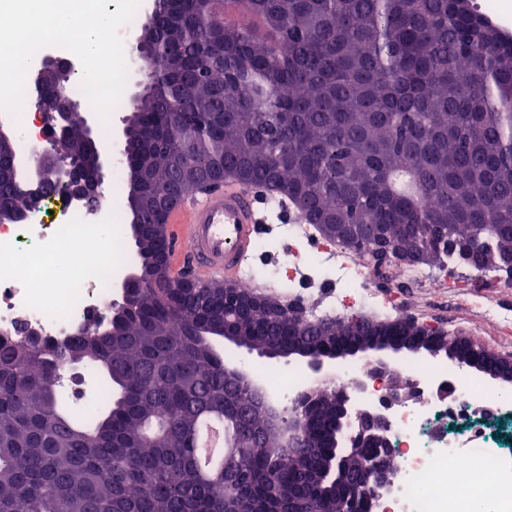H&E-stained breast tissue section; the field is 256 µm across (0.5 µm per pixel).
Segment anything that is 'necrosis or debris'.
Returning a JSON list of instances; mask_svg holds the SVG:
<instances>
[{
  "mask_svg": "<svg viewBox=\"0 0 512 512\" xmlns=\"http://www.w3.org/2000/svg\"><path fill=\"white\" fill-rule=\"evenodd\" d=\"M32 103L28 94L20 115L0 110V126L14 131L22 163L52 146ZM118 193V182L103 187L105 203L99 207L52 193L23 222L0 224V338L16 337L26 326L39 337L65 339L115 301L112 284L131 262L122 225L110 227L108 272L88 270L76 256L75 272L67 276L56 255L63 238L92 234L111 213ZM329 251L340 277L323 310H310L314 319L350 312L349 288L357 289L363 305L379 298L368 263L342 245L310 242L306 260L319 263ZM240 372L255 384L278 423L291 419L306 389L319 383L332 390L364 383L358 407L383 405L385 387L363 360L341 363L325 376L305 365L261 373L244 365ZM400 373L413 392L388 413L400 477L375 512H477L485 504L491 512H512V398L479 375L449 372L442 362L407 361Z\"/></svg>",
  "mask_w": 512,
  "mask_h": 512,
  "instance_id": "4bbe7bcc",
  "label": "necrosis or debris"
}]
</instances>
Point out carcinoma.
I'll return each instance as SVG.
<instances>
[{
  "label": "carcinoma",
  "instance_id": "cac0c4a2",
  "mask_svg": "<svg viewBox=\"0 0 512 512\" xmlns=\"http://www.w3.org/2000/svg\"><path fill=\"white\" fill-rule=\"evenodd\" d=\"M204 0H163L153 82L134 111L156 126L134 158L137 191L167 205L226 177L267 187L314 227L325 213L379 224L430 263L498 270L512 254V38L469 0H242L248 20L192 21ZM435 201L432 206L425 200ZM34 205L17 156L0 157V218ZM144 220L138 262L156 251ZM376 264L375 247L335 238ZM165 289L140 281L129 307L93 338L0 340V512H365L359 482L370 451L323 474L344 453L321 444L336 395L316 390V447H282L269 410L245 425L250 387L211 345L224 337V287L201 283L171 311ZM241 340L310 342L334 323L394 326L351 315L312 322L300 308L229 311ZM75 364L104 371L84 418L58 388ZM224 421L227 464L203 472L200 420Z\"/></svg>",
  "mask_w": 512,
  "mask_h": 512
}]
</instances>
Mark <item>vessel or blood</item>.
<instances>
[{
  "instance_id": "vessel-or-blood-1",
  "label": "vessel or blood",
  "mask_w": 512,
  "mask_h": 512,
  "mask_svg": "<svg viewBox=\"0 0 512 512\" xmlns=\"http://www.w3.org/2000/svg\"><path fill=\"white\" fill-rule=\"evenodd\" d=\"M270 200L232 179L183 196L166 217L168 265L200 283L239 286L268 222Z\"/></svg>"
}]
</instances>
